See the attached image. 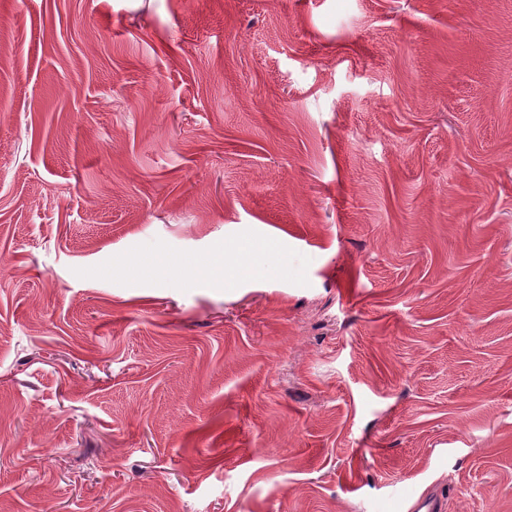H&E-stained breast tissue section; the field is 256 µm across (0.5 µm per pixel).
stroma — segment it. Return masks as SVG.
I'll return each instance as SVG.
<instances>
[{
  "mask_svg": "<svg viewBox=\"0 0 512 512\" xmlns=\"http://www.w3.org/2000/svg\"><path fill=\"white\" fill-rule=\"evenodd\" d=\"M430 489L512 512V0H0V512ZM284 257L271 260L267 256H255L249 260L240 263L233 268H229L222 255H216L207 261L199 262L192 268V272L197 279L203 280L212 286L227 285L230 278H256L264 277L269 274L276 264L283 263Z\"/></svg>",
  "mask_w": 512,
  "mask_h": 512,
  "instance_id": "35a3bbf8",
  "label": "stroma"
}]
</instances>
